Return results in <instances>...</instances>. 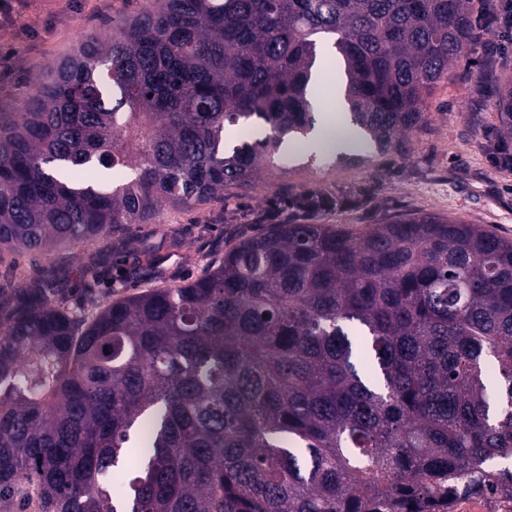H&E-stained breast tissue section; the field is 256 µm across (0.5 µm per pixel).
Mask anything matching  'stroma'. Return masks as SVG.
<instances>
[{
    "label": "stroma",
    "mask_w": 512,
    "mask_h": 512,
    "mask_svg": "<svg viewBox=\"0 0 512 512\" xmlns=\"http://www.w3.org/2000/svg\"><path fill=\"white\" fill-rule=\"evenodd\" d=\"M151 6L152 0H29L11 26H0V46L18 52L13 68L0 70V112L21 111L49 69L81 42L116 34L125 18ZM490 53L499 80L512 79L511 43L495 52L475 45L427 99L428 122L413 134L408 155L376 154L354 167L312 165L295 150L285 166H269L248 188L228 189L224 200L189 208L168 204L156 223L131 224L123 235L107 232L50 255L4 256L0 291L18 281L34 284L56 269L69 306L79 310L91 293L109 301L155 279L180 286L193 281L209 258L261 232L266 223L260 214L272 201L304 192L355 197V205L315 218L340 229L363 232L396 215L426 212L512 240V170L498 167L502 152H512V140L499 132L481 68Z\"/></svg>",
    "instance_id": "1"
}]
</instances>
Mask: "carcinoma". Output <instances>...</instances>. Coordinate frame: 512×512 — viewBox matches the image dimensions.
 Wrapping results in <instances>:
<instances>
[{
  "instance_id": "1",
  "label": "carcinoma",
  "mask_w": 512,
  "mask_h": 512,
  "mask_svg": "<svg viewBox=\"0 0 512 512\" xmlns=\"http://www.w3.org/2000/svg\"><path fill=\"white\" fill-rule=\"evenodd\" d=\"M479 39L475 0H155L0 112V250L49 253L247 187L316 126L324 42L352 142L307 161L397 151ZM495 97L512 137V83ZM255 122L270 134L226 145ZM498 458L512 241L477 224H270L193 282L89 315L53 286L0 300V512L411 509Z\"/></svg>"
}]
</instances>
